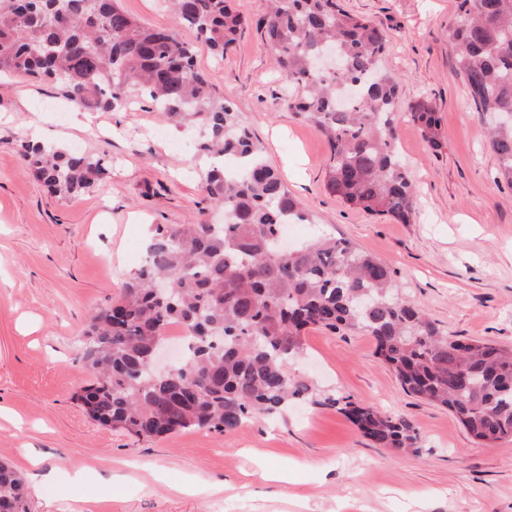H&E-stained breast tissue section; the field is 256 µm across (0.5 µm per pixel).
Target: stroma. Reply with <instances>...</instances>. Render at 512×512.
Instances as JSON below:
<instances>
[{"label": "stroma", "instance_id": "1", "mask_svg": "<svg viewBox=\"0 0 512 512\" xmlns=\"http://www.w3.org/2000/svg\"><path fill=\"white\" fill-rule=\"evenodd\" d=\"M233 4L242 34L221 60L198 47V67L317 229L388 264L401 297L448 334L512 348V187L498 178L459 66L454 0H339L388 37L384 66L400 81L397 146L415 183L408 224L330 194L329 148L284 105L285 80L261 37L266 0ZM421 100L440 120V148L410 118ZM34 128L42 143L103 157L107 178L70 198L50 195L19 157ZM198 139V130L168 129L146 102L80 111L56 86L0 76V461L41 476L29 512H512V440L482 445L448 410L407 395L359 331L309 330L291 373L405 417L418 454L375 447L335 409L310 403L234 433L156 439L84 412L73 398L91 379L84 329L137 269L149 225L213 216ZM263 467L285 481L255 484Z\"/></svg>", "mask_w": 512, "mask_h": 512}]
</instances>
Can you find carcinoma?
I'll return each mask as SVG.
<instances>
[{
  "label": "carcinoma",
  "mask_w": 512,
  "mask_h": 512,
  "mask_svg": "<svg viewBox=\"0 0 512 512\" xmlns=\"http://www.w3.org/2000/svg\"><path fill=\"white\" fill-rule=\"evenodd\" d=\"M177 22L218 57L245 21L230 0H171ZM452 38L498 174L512 186V0H455ZM266 42L288 85V109L325 138L326 188L347 205L403 224L414 212L411 175L396 145L399 81L383 70V33L336 0H270ZM332 44L337 70L309 60ZM196 47L172 29L146 28L117 0H0V72L58 85L90 110L147 99L162 121L197 126L208 200L224 223L154 224L146 258L118 301L97 310L81 355L93 381L74 398L90 418L138 438L207 428L231 433L253 416L303 401L333 407L380 448L418 452L419 434L401 416L348 396L317 398L291 377L306 329L371 336L375 355L403 391L444 407L473 439L512 438V349L448 335L398 294L394 271L346 239L322 234L286 254L285 224L311 218L289 193L232 102L197 69ZM422 139L440 147L430 103L411 106ZM26 169L60 198L108 175L102 159L40 143L23 147ZM180 321L191 346L174 370L148 366L153 347ZM26 486L0 463V512H25Z\"/></svg>",
  "instance_id": "carcinoma-1"
}]
</instances>
